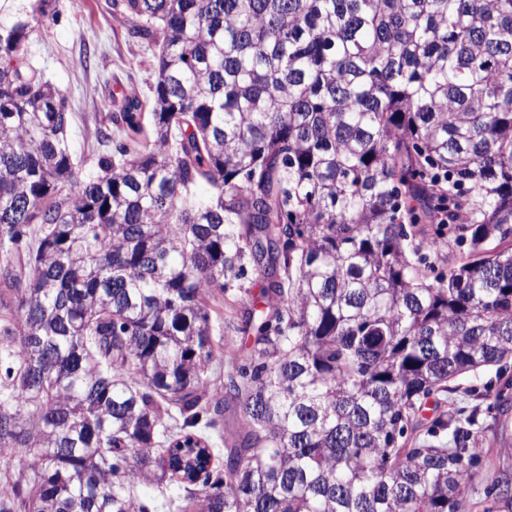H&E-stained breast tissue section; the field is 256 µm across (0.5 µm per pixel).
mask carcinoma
Masks as SVG:
<instances>
[{
	"mask_svg": "<svg viewBox=\"0 0 512 512\" xmlns=\"http://www.w3.org/2000/svg\"><path fill=\"white\" fill-rule=\"evenodd\" d=\"M49 2L0 0V512H464L479 414L407 436L467 373L512 404V0H122L156 79L92 167ZM186 489L176 483L164 486L163 488L157 487L152 484H136L133 492V499H143L147 497L155 498L156 503L159 505L157 512H179L175 508L169 507L170 499L176 496H183L186 494ZM163 505V507L161 506Z\"/></svg>",
	"mask_w": 512,
	"mask_h": 512,
	"instance_id": "cac0c4a2",
	"label": "carcinoma"
}]
</instances>
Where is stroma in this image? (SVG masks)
Listing matches in <instances>:
<instances>
[{"instance_id": "obj_1", "label": "stroma", "mask_w": 512, "mask_h": 512, "mask_svg": "<svg viewBox=\"0 0 512 512\" xmlns=\"http://www.w3.org/2000/svg\"><path fill=\"white\" fill-rule=\"evenodd\" d=\"M47 12L27 52L62 92L72 148L91 167L114 146L105 137L107 115L123 97L149 96L156 49L134 36L132 21L113 0H51ZM496 384L492 368L462 377L454 393L419 413L424 427L430 428L443 411L476 407L482 412L483 431L476 444L481 476L465 492V512H484L490 502L488 490L498 480L512 478V410L499 414L481 398Z\"/></svg>"}]
</instances>
